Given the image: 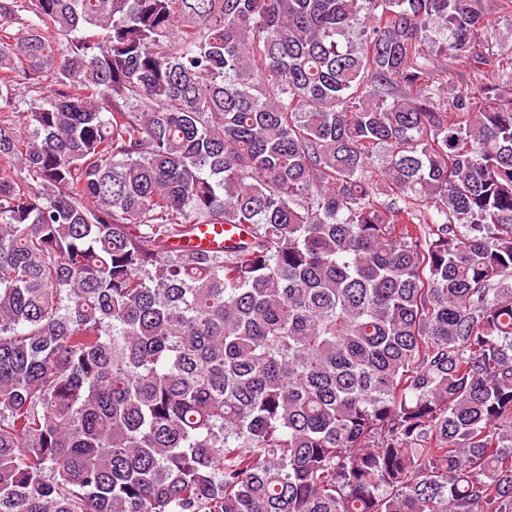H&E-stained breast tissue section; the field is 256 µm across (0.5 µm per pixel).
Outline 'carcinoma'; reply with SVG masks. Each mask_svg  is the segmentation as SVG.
Returning <instances> with one entry per match:
<instances>
[{
	"label": "carcinoma",
	"mask_w": 512,
	"mask_h": 512,
	"mask_svg": "<svg viewBox=\"0 0 512 512\" xmlns=\"http://www.w3.org/2000/svg\"><path fill=\"white\" fill-rule=\"evenodd\" d=\"M501 21L0 0V512H512ZM242 229L243 227L234 224H225L223 227L215 226L214 229L202 226L190 244L201 248H217L237 239L238 235L243 233Z\"/></svg>",
	"instance_id": "1"
}]
</instances>
